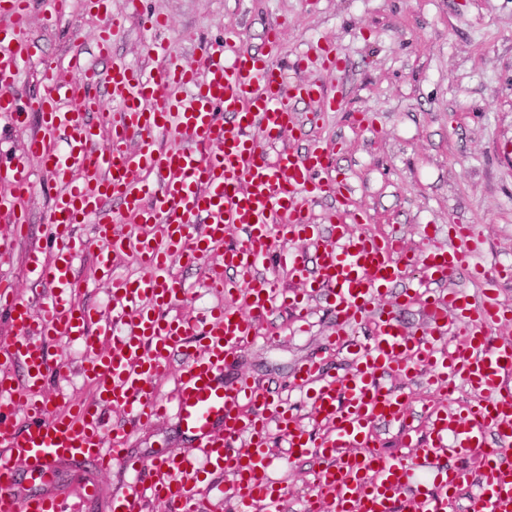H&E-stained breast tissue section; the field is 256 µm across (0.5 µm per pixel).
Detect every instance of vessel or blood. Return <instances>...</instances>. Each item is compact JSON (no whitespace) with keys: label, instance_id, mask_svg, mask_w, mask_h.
<instances>
[{"label":"vessel or blood","instance_id":"vessel-or-blood-1","mask_svg":"<svg viewBox=\"0 0 512 512\" xmlns=\"http://www.w3.org/2000/svg\"><path fill=\"white\" fill-rule=\"evenodd\" d=\"M29 10L30 0H0V112L20 124L38 114L40 128L26 151L61 189L47 216L53 254L32 249L25 260L51 295L32 302L0 280V309L15 330L0 336V512H78L77 503L52 490L19 502L17 470L44 476L85 458L110 471L123 460L126 439L125 432L108 431L110 407L140 424L175 418L187 436V447L131 463L149 479L146 495L169 512H207L206 474L231 476L226 493L236 512H285L286 491L269 477L277 433L289 454L327 461L315 474L318 491L307 512H448L471 486L473 512H512V340L490 334L512 322V306L498 298L500 272L474 263L471 225H449L448 243L416 252L395 235L352 233L363 217L351 208L349 188L330 179L334 146L322 138L298 143L300 105L327 112L336 100L321 81L288 79L273 62L281 49L276 27L267 30V52L229 37L193 67L149 44L148 54L165 64L148 74L118 58L96 68L76 46L67 62L70 78L45 62L40 91L21 108L14 88L22 64L38 50L26 34ZM175 86L191 87L190 97L173 96ZM106 97L120 117L110 122L111 143L103 148L86 115L100 111ZM161 132L176 133L180 146L159 147ZM0 182L10 189L0 198V211L13 223L11 236L0 239V253L7 254L27 236L18 202L34 183L20 163L1 170ZM109 197L140 231L111 232L102 207ZM327 198L336 212L330 240L312 216ZM89 223L98 242L96 267L112 280L118 314L111 318L77 306L72 296L75 262L86 247L76 228ZM236 229L242 237H233ZM278 241L293 245L288 274L301 282L299 292L280 290L259 270ZM128 253L138 256L141 273L113 275L117 257ZM173 254L189 265L209 259L207 288L242 297V306L213 307L195 319L168 317L189 291L169 269ZM409 266L420 269V285L406 288L399 305L421 306L429 327L419 335L403 326L397 310L377 309ZM461 275L481 286L480 302L454 289L441 294L440 285ZM317 296L336 315L329 341L346 353L349 368L335 375L312 358L295 371L290 386L306 398L318 425L312 431L287 402L269 400L258 382L227 384L222 375L274 307L304 322ZM361 325L369 328L363 341L352 334ZM452 330L459 341L441 347L439 335ZM59 336L85 351L79 371L96 389L93 401L46 397L49 376L66 369L48 352ZM175 350L185 360L168 402L157 381ZM393 374L425 377L444 399L464 383L476 398L460 412L431 409L419 428L408 421L404 394L386 384ZM391 424L401 428L403 452L378 446V427ZM143 496L113 497L112 512H141Z\"/></svg>","mask_w":512,"mask_h":512}]
</instances>
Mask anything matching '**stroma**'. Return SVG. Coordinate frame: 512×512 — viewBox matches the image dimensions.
Instances as JSON below:
<instances>
[{"label": "stroma", "instance_id": "obj_1", "mask_svg": "<svg viewBox=\"0 0 512 512\" xmlns=\"http://www.w3.org/2000/svg\"><path fill=\"white\" fill-rule=\"evenodd\" d=\"M140 8L164 14L167 26L144 29L139 15L127 12L125 0H110L112 14L123 19L112 37V52L148 72L157 62L147 44L163 43L171 57L190 64L223 46L229 31L252 48L264 49L271 23L281 30L277 64L292 63L296 55L322 44L334 47L339 69L331 74L315 69L311 75L329 93L341 94L342 105L335 112L316 113L308 107L302 117L310 137L336 143L333 175L350 185L354 206L369 217L367 223L353 225V232L395 233L417 250L425 244L427 227L437 226L444 240L449 225H472L478 261L510 269L500 298L512 305V0H141ZM52 12V0H36L30 23L42 53L23 67L15 93L19 103L35 92L43 62L65 66L77 42L88 55L97 52L104 23L100 14L89 11L84 0H70L69 11L60 18ZM38 128L37 116L22 127L0 112V162L23 158L26 141ZM28 166L34 182L25 203L28 245L47 249L46 214L57 187L40 172L36 159H29ZM26 247L0 256V279L30 299L49 288L28 277ZM76 266V303L111 316L112 283L96 270L92 252L80 254ZM181 275L194 290L176 303L173 314L196 316L218 304V297L203 286L204 266L182 269ZM313 309L305 333L298 332L291 312L274 311L225 373L226 380L249 377L272 397L289 399L306 425L309 409L289 389L294 369L313 357L332 372L341 374L346 368L343 355L326 343L333 318L322 301H314ZM50 354L70 367L67 376L55 380V388L77 400L91 398L94 390L79 374L80 346L61 336ZM186 445V436L170 418L131 429L125 453L152 459ZM318 468L314 458H289L284 441H277L270 472L286 485L292 512H300L314 496ZM93 479L102 493L82 498L80 512H109L112 495L135 487L134 471L122 463L101 475L87 461L61 465L47 479L18 472L25 498L42 494L49 482L62 493L79 495Z\"/></svg>", "mask_w": 512, "mask_h": 512}]
</instances>
